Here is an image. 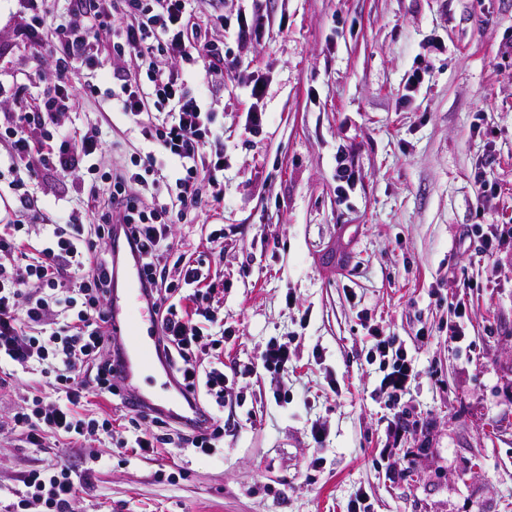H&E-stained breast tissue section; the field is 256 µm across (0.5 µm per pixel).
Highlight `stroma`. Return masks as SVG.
Listing matches in <instances>:
<instances>
[{"mask_svg": "<svg viewBox=\"0 0 512 512\" xmlns=\"http://www.w3.org/2000/svg\"><path fill=\"white\" fill-rule=\"evenodd\" d=\"M258 11L257 43L237 40L239 11ZM213 28L238 67L213 107L224 131V199L203 197L174 224L184 251L223 252L213 355L234 383L224 445L205 455L121 445L123 411L100 398L111 447L29 445L12 416L33 390L0 389V512L32 470L70 465L74 512H345L356 490L372 512H512V0H224ZM22 0H0V113L37 110L56 80V31L40 43ZM103 36L98 62L70 69L64 122L104 128L102 171L140 172L144 145L106 95L113 68L136 62ZM421 86L405 83L419 61ZM264 89L253 103L244 79ZM261 106L260 127L247 113ZM356 180L336 192V158ZM25 159L0 141V233L12 223ZM497 186L480 206L473 175ZM79 171L27 188L50 209L83 202ZM500 244L483 251V234ZM462 325L465 337L450 338ZM402 343L417 371L393 407L374 389L371 331ZM294 354L266 371L270 340ZM405 435L393 441L392 423ZM325 430L311 434L313 424Z\"/></svg>", "mask_w": 512, "mask_h": 512, "instance_id": "35a3bbf8", "label": "stroma"}]
</instances>
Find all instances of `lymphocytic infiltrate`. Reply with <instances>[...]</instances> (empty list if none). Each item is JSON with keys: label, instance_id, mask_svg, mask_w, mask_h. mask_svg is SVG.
Returning a JSON list of instances; mask_svg holds the SVG:
<instances>
[{"label": "lymphocytic infiltrate", "instance_id": "f902f5d3", "mask_svg": "<svg viewBox=\"0 0 512 512\" xmlns=\"http://www.w3.org/2000/svg\"><path fill=\"white\" fill-rule=\"evenodd\" d=\"M224 23L220 14L210 25L196 23L190 0H85L57 32L56 66L63 76L70 68L95 64L94 47L102 34L118 31V53L133 56L138 70L132 76L113 72L112 108L127 116L154 149L141 159L148 179L130 180L118 168L105 179H91L86 207L101 209V223H84L78 208L54 217L24 193L18 211L49 234L54 246L39 247L25 234L0 236V371L11 366L40 372L43 390L55 395L47 404L33 397L14 413L13 425L29 444H41L47 433L73 445L90 438L111 442L109 420L79 413L98 396L119 398L138 429L134 445L144 452L171 446L205 454L224 435L219 413L228 378L223 364H207L201 357L207 348L202 320L216 283L209 261L178 255L171 232L196 210L203 186H211L214 202L223 199L217 174L224 169V133L214 125L210 102L224 90L225 69L237 62L209 39L208 28ZM164 53L180 57L182 69L164 66ZM194 74L204 76L205 87L190 97L183 87ZM72 103L71 89L61 79L44 97L41 111L14 114L1 132L16 152H27L45 120L64 115ZM58 136V150L38 159L44 170L62 178L80 167L96 170L105 149L101 125L63 128ZM161 153L177 161L176 175L159 166ZM116 209L123 211L122 221H113ZM117 234L125 235L137 254L146 296L160 314L158 349L189 404L206 410L202 425L180 427L162 414L145 412L112 382L120 349L105 329L109 316L103 302L118 278L110 248ZM373 340L383 373L378 391L399 403L416 376L414 366L392 338L377 334ZM23 484L26 491L9 512H28L34 502L43 512H72L75 482L68 466L33 471Z\"/></svg>", "mask_w": 512, "mask_h": 512}]
</instances>
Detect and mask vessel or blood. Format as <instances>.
Masks as SVG:
<instances>
[{
	"label": "vessel or blood",
	"mask_w": 512,
	"mask_h": 512,
	"mask_svg": "<svg viewBox=\"0 0 512 512\" xmlns=\"http://www.w3.org/2000/svg\"><path fill=\"white\" fill-rule=\"evenodd\" d=\"M110 312L113 337L126 339L133 354L132 359L126 360L120 368L118 379L126 390L136 391L140 372L153 362L155 341L160 333L156 310L144 295L143 275L137 258H128L125 286L123 290L113 292ZM136 393L137 402L146 409L164 412L190 425L198 424L202 419L201 409L186 404L174 379H167L162 393Z\"/></svg>",
	"instance_id": "obj_1"
}]
</instances>
